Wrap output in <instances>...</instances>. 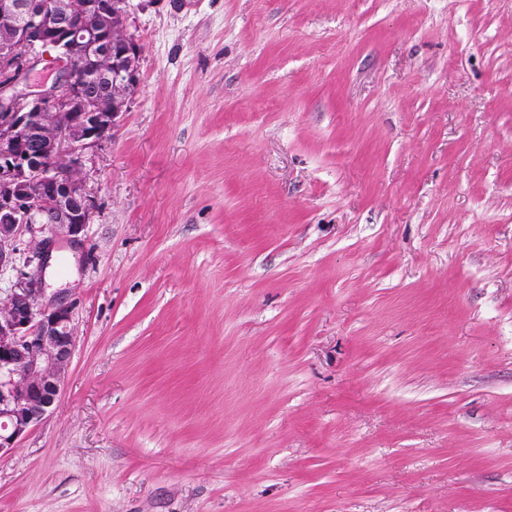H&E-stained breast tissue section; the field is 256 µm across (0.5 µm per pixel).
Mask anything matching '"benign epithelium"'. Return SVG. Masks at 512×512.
<instances>
[{"label": "benign epithelium", "instance_id": "7a95c632", "mask_svg": "<svg viewBox=\"0 0 512 512\" xmlns=\"http://www.w3.org/2000/svg\"><path fill=\"white\" fill-rule=\"evenodd\" d=\"M125 3L0 0V275L17 271L0 296V456L54 405L75 347L74 309L42 301L43 272L92 223L84 157L112 137L136 87ZM47 48L57 63L34 83ZM88 68L104 92L85 93ZM22 252L29 272L16 270Z\"/></svg>", "mask_w": 512, "mask_h": 512}]
</instances>
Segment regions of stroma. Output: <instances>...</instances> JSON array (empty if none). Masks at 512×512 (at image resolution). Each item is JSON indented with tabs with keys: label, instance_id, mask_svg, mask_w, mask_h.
<instances>
[{
	"label": "stroma",
	"instance_id": "stroma-1",
	"mask_svg": "<svg viewBox=\"0 0 512 512\" xmlns=\"http://www.w3.org/2000/svg\"><path fill=\"white\" fill-rule=\"evenodd\" d=\"M0 512H512V0H127Z\"/></svg>",
	"mask_w": 512,
	"mask_h": 512
}]
</instances>
